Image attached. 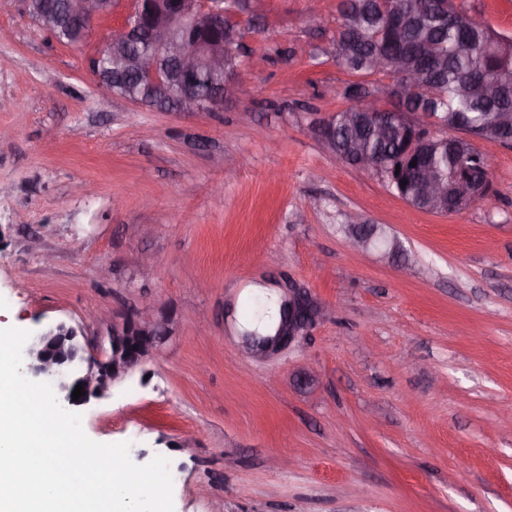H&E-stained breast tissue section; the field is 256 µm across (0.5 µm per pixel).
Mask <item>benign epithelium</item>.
Segmentation results:
<instances>
[{"label": "benign epithelium", "instance_id": "benign-epithelium-1", "mask_svg": "<svg viewBox=\"0 0 512 512\" xmlns=\"http://www.w3.org/2000/svg\"><path fill=\"white\" fill-rule=\"evenodd\" d=\"M120 0H66L65 14H60L43 0H24L28 16L42 29L50 31L67 26L84 41L94 23L112 16ZM224 0H130V6L117 27L108 31L103 50L93 58L91 72L105 88L103 65L112 52V43L139 39L146 48L129 54L120 62L124 73H133L147 82V89L166 97L174 91L171 108L197 114L220 112L224 101L240 93L237 70L225 65ZM366 106L374 119L377 133L384 132L388 113L376 108L374 97L356 99ZM398 119L414 130L409 151L414 152L427 139H436L429 127L431 120L422 112H399ZM442 142L448 137L442 136ZM421 193L436 200L444 210L468 206L482 199L487 184L458 182L454 191L431 170L421 173L417 181ZM349 244L356 250L388 244L378 234L377 224H352ZM326 307L312 294L297 285L286 288L282 320L272 337H245L246 348L253 354L268 356L279 352L307 335L326 317ZM169 319L161 314L148 316L135 311L111 330L97 344L79 339L81 332L61 322L38 335L23 351L24 368L32 376L56 384L59 394L75 406L89 404L106 396L147 357L159 353L171 335ZM86 394L72 399L76 386Z\"/></svg>", "mask_w": 512, "mask_h": 512}]
</instances>
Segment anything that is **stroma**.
Here are the masks:
<instances>
[{
  "label": "stroma",
  "mask_w": 512,
  "mask_h": 512,
  "mask_svg": "<svg viewBox=\"0 0 512 512\" xmlns=\"http://www.w3.org/2000/svg\"><path fill=\"white\" fill-rule=\"evenodd\" d=\"M250 0L237 15L241 95L210 114L138 106L79 45L0 0V326L63 322L88 339L141 309L172 334L109 394L86 435L170 462L174 512H512V146L473 139L490 189L451 214L410 206L340 161L310 126L350 106L335 58L340 0ZM512 37V0H454ZM383 225L400 256L352 252ZM291 282L329 307L258 358L241 287ZM351 229L349 244L356 250H367L371 246L386 245L388 254L397 253L399 245L393 242L391 247L387 246L388 240L386 237L383 239L378 234L380 229L378 224H348Z\"/></svg>",
  "instance_id": "35a3bbf8"
}]
</instances>
